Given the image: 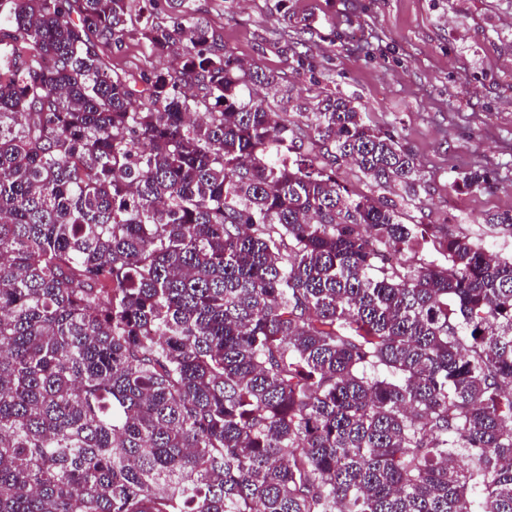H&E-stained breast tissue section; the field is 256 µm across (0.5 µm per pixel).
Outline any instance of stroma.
<instances>
[{
    "mask_svg": "<svg viewBox=\"0 0 512 512\" xmlns=\"http://www.w3.org/2000/svg\"><path fill=\"white\" fill-rule=\"evenodd\" d=\"M206 24L244 64L278 78L269 111L315 112L352 98L373 129L400 138L423 183L407 224H454L492 251L512 237L485 219L512 212V0H158V22L175 13ZM114 70L170 71L138 37L109 49ZM491 189L464 186L470 170Z\"/></svg>",
    "mask_w": 512,
    "mask_h": 512,
    "instance_id": "stroma-1",
    "label": "stroma"
}]
</instances>
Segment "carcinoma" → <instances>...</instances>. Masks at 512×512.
<instances>
[{"label": "carcinoma", "mask_w": 512, "mask_h": 512, "mask_svg": "<svg viewBox=\"0 0 512 512\" xmlns=\"http://www.w3.org/2000/svg\"><path fill=\"white\" fill-rule=\"evenodd\" d=\"M132 2L0 0V512H512V257L422 254L336 178L416 200L400 140L338 97L289 158L275 75ZM104 51L111 59L112 69L122 73L138 75L143 70L166 72L178 67L170 57L148 56L138 36L127 37L121 46Z\"/></svg>", "instance_id": "cac0c4a2"}]
</instances>
